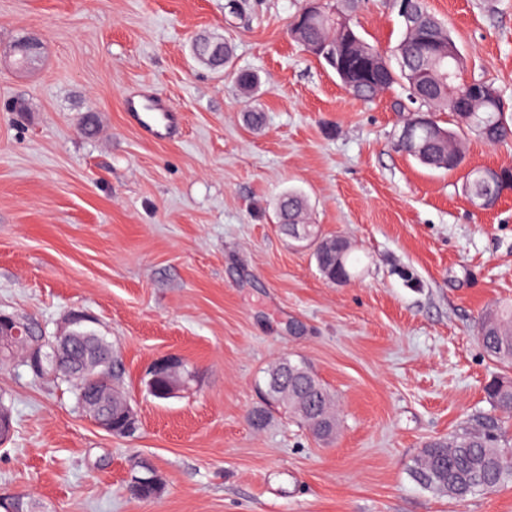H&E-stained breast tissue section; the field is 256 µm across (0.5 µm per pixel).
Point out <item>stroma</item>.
<instances>
[{"instance_id": "obj_1", "label": "stroma", "mask_w": 512, "mask_h": 512, "mask_svg": "<svg viewBox=\"0 0 512 512\" xmlns=\"http://www.w3.org/2000/svg\"><path fill=\"white\" fill-rule=\"evenodd\" d=\"M351 9L380 50L403 28L398 0ZM306 0H0V312L55 333L74 310L112 342L139 428L113 436L70 384L0 366L13 436L0 494L42 512H512V484L458 501L410 476L423 444L512 416L485 387L512 378L483 351L479 318L512 300V191L477 209L474 167H512V145L461 136L462 169L397 147L407 113L389 91L363 102L291 38ZM512 114V0H425ZM37 36L38 60L17 62ZM228 43L250 92L193 54ZM183 115L170 140L125 118L133 91ZM261 115L251 124L249 113ZM97 121L93 135L85 115ZM291 191L307 223L350 242L355 275L329 282L281 233ZM166 354L194 377L166 400L145 372ZM304 361L335 394L328 441L280 409L264 430V372ZM163 483L131 496L138 461Z\"/></svg>"}]
</instances>
